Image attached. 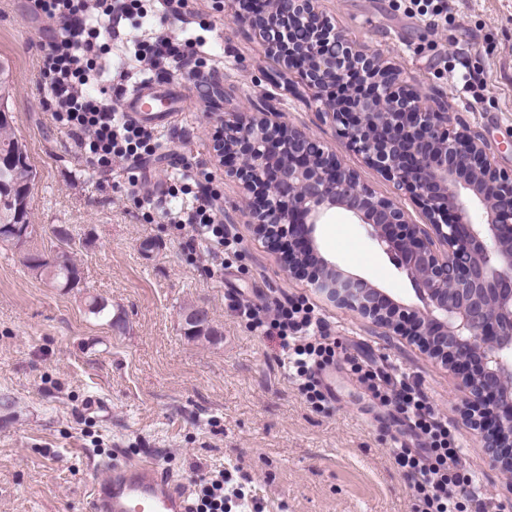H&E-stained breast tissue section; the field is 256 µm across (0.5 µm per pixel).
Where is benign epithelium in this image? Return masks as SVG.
<instances>
[{"instance_id":"7a95c632","label":"benign epithelium","mask_w":512,"mask_h":512,"mask_svg":"<svg viewBox=\"0 0 512 512\" xmlns=\"http://www.w3.org/2000/svg\"><path fill=\"white\" fill-rule=\"evenodd\" d=\"M287 70L315 90L324 122L419 205L415 224L344 168L306 128L262 112L224 123L216 155L248 197L255 235L288 274L341 308L417 343L460 380L464 417L512 487V170L481 134L449 128L446 105L426 103L402 72L357 51L316 0H235ZM336 208L365 226L414 288L409 306L329 260L317 227Z\"/></svg>"}]
</instances>
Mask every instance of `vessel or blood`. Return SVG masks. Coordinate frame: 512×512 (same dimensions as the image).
Instances as JSON below:
<instances>
[{
  "mask_svg": "<svg viewBox=\"0 0 512 512\" xmlns=\"http://www.w3.org/2000/svg\"><path fill=\"white\" fill-rule=\"evenodd\" d=\"M175 104L165 82L151 80L127 91L123 109L134 119L162 126ZM89 512H189L183 487L151 461L115 460L92 485Z\"/></svg>",
  "mask_w": 512,
  "mask_h": 512,
  "instance_id": "1",
  "label": "vessel or blood"
}]
</instances>
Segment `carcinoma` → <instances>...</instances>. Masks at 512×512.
<instances>
[{
  "label": "carcinoma",
  "mask_w": 512,
  "mask_h": 512,
  "mask_svg": "<svg viewBox=\"0 0 512 512\" xmlns=\"http://www.w3.org/2000/svg\"><path fill=\"white\" fill-rule=\"evenodd\" d=\"M13 93L12 61L0 55V246H13L15 240L36 236V225L31 222L29 211V186L34 184L36 172L30 163L25 144L13 129V116L8 101ZM40 251L23 255L22 263L37 276L56 288L72 290L82 281L81 270L66 249L57 252L53 260H44ZM88 312L106 320L108 327L121 329V319L112 317L108 302L99 298L89 299ZM185 336L192 339L217 340V332L209 326H183Z\"/></svg>",
  "instance_id": "carcinoma-1"
}]
</instances>
